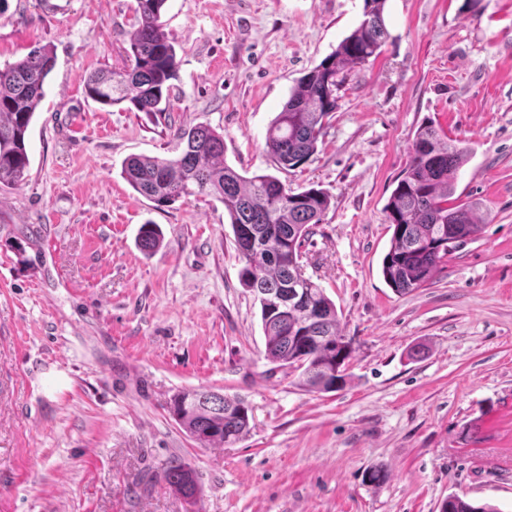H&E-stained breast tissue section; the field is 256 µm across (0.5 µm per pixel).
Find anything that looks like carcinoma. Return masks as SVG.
I'll return each instance as SVG.
<instances>
[{
    "mask_svg": "<svg viewBox=\"0 0 512 512\" xmlns=\"http://www.w3.org/2000/svg\"><path fill=\"white\" fill-rule=\"evenodd\" d=\"M166 0H137V25L130 37L129 63L90 74L84 90L94 102L111 107L128 102L138 112H164L170 81L176 78V50L162 21ZM386 0H364V19L318 65L301 76L265 138L275 169L291 170L315 153L336 112V91L347 72L376 58L388 38ZM55 64L54 51L41 47L0 69V187L25 180L30 157L27 139L44 86ZM184 144L172 158L131 156L122 177L161 209L192 195L224 204L243 266L240 282L259 303L265 359L300 371L310 391L331 392L346 385L352 342L339 330L336 304L304 276L302 247L312 226L329 209L326 192L290 189L274 174L244 177L224 165V135L207 125L181 129ZM468 149L443 139L430 122L416 131L407 167L384 207L392 234L381 261L387 285L398 293L420 288L448 254L476 237L480 225L473 206L455 197L454 174ZM162 235L155 224L141 226L138 245L156 252ZM249 406L238 397L203 389L176 394L170 413L201 447L232 444L249 431ZM186 498L197 495L193 471L179 457L164 475ZM441 512H496L450 495Z\"/></svg>",
    "mask_w": 512,
    "mask_h": 512,
    "instance_id": "cac0c4a2",
    "label": "carcinoma"
}]
</instances>
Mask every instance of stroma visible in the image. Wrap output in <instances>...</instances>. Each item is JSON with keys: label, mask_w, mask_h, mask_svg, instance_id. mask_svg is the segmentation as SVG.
<instances>
[{"label": "stroma", "mask_w": 512, "mask_h": 512, "mask_svg": "<svg viewBox=\"0 0 512 512\" xmlns=\"http://www.w3.org/2000/svg\"><path fill=\"white\" fill-rule=\"evenodd\" d=\"M135 7L0 10V67L47 44L56 57L27 176L0 189V512H440L451 494L512 512V0H387L381 54L350 70L316 153L279 175L331 199L303 248L353 343L348 383L327 393L265 359L223 203L158 209L121 170L175 156L178 130L202 123L239 174L272 172L269 125L364 0H167L178 70L156 115L83 88L125 64ZM428 120L470 150L455 187L481 230L400 295L380 271L384 206ZM147 222L164 237L152 254ZM185 389L244 399L247 435L197 447L169 412ZM174 456L196 497L164 482Z\"/></svg>", "instance_id": "obj_1"}]
</instances>
